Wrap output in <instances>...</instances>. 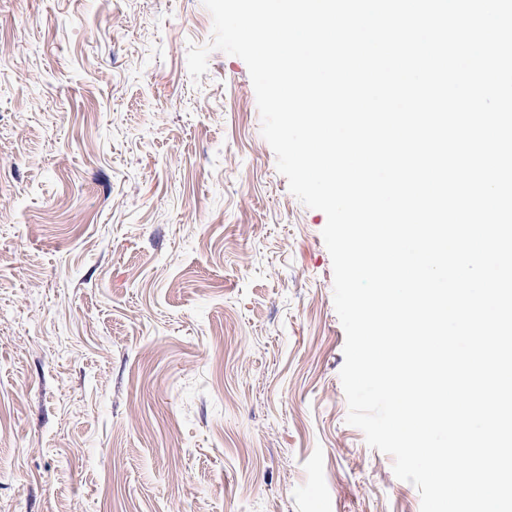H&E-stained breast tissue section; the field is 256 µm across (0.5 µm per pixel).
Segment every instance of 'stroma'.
<instances>
[{"mask_svg": "<svg viewBox=\"0 0 512 512\" xmlns=\"http://www.w3.org/2000/svg\"><path fill=\"white\" fill-rule=\"evenodd\" d=\"M203 0H0V512H420L346 421L325 214Z\"/></svg>", "mask_w": 512, "mask_h": 512, "instance_id": "stroma-1", "label": "stroma"}]
</instances>
